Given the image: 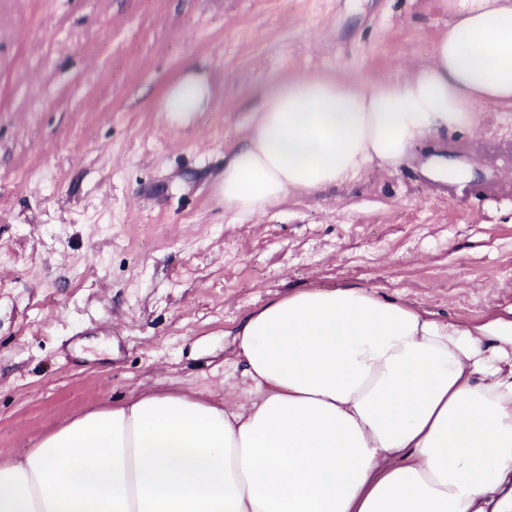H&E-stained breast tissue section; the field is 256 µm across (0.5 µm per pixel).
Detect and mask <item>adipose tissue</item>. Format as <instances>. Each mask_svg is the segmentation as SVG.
I'll return each instance as SVG.
<instances>
[{
    "label": "adipose tissue",
    "instance_id": "1",
    "mask_svg": "<svg viewBox=\"0 0 512 512\" xmlns=\"http://www.w3.org/2000/svg\"><path fill=\"white\" fill-rule=\"evenodd\" d=\"M224 168L265 209L512 104V0H466L432 62L364 87L273 80ZM211 97L189 70L162 110ZM245 405L152 391L87 408L0 461V512H512V310L463 326L356 287L304 288L236 331Z\"/></svg>",
    "mask_w": 512,
    "mask_h": 512
}]
</instances>
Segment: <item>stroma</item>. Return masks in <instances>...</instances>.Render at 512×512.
I'll return each mask as SVG.
<instances>
[{
	"label": "stroma",
	"instance_id": "1",
	"mask_svg": "<svg viewBox=\"0 0 512 512\" xmlns=\"http://www.w3.org/2000/svg\"><path fill=\"white\" fill-rule=\"evenodd\" d=\"M459 0H0V459L165 389L228 406L240 321L355 286L464 325L512 309V105L392 168L242 215L224 165L273 78L428 63ZM212 97L160 105L189 68ZM448 158L454 176L427 172ZM210 97L211 89L206 74L191 69L168 91L162 102V112H166L171 124L183 125L196 112L203 111Z\"/></svg>",
	"mask_w": 512,
	"mask_h": 512
}]
</instances>
